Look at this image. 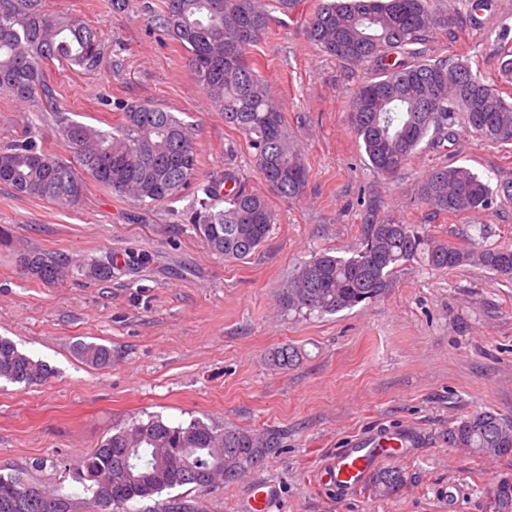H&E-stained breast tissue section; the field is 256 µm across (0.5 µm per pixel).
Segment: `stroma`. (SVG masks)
Segmentation results:
<instances>
[{"label": "stroma", "mask_w": 512, "mask_h": 512, "mask_svg": "<svg viewBox=\"0 0 512 512\" xmlns=\"http://www.w3.org/2000/svg\"><path fill=\"white\" fill-rule=\"evenodd\" d=\"M145 2L164 6L129 0L116 13L109 0H47L97 31L102 57L92 72L50 65L45 81L72 119L96 127L120 121L118 101L175 113L193 127L199 170L186 190L150 207L91 180L68 209L0 183V336L51 369L40 385L0 382V473L41 458L39 479L71 489L83 456L113 427L155 415L280 434L281 448L243 478L217 490L183 487L206 512H242L260 481L277 488L271 512H493L498 484L512 482V456L450 447L448 429L481 410L512 418V280L471 264H416L380 298L324 316L280 308L277 290L316 253L350 256L372 219L421 224L465 249L512 244V203L455 217L415 196L433 166L462 165L493 185L512 176V144L463 134L422 149L399 183L374 174L347 117L371 70L315 49L305 34L315 0H297L247 54L299 141L309 184L295 201L270 197L276 222L255 255L224 259L195 234L186 208L213 174L264 193L255 151L211 107ZM482 18L431 39L428 53L469 61L512 97V76L486 37L503 32L512 51V0H495ZM32 116L31 106L0 94V145L24 138ZM32 251L78 262L109 254L118 264L106 280L73 273L48 285L19 265ZM132 252L150 254V264L126 266ZM80 341L111 348V366L84 364ZM281 347L299 353L285 370L268 362ZM366 436L398 443V459L380 463L404 476L393 496H375L367 480L324 483L325 469Z\"/></svg>", "instance_id": "35a3bbf8"}]
</instances>
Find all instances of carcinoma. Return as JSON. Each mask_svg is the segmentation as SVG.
I'll return each instance as SVG.
<instances>
[{
    "instance_id": "obj_1",
    "label": "carcinoma",
    "mask_w": 512,
    "mask_h": 512,
    "mask_svg": "<svg viewBox=\"0 0 512 512\" xmlns=\"http://www.w3.org/2000/svg\"><path fill=\"white\" fill-rule=\"evenodd\" d=\"M46 0H0V93L20 102L46 99L69 157L38 145L36 132L0 146V183L16 192L60 206H76L85 178L139 205L164 203L180 194L198 170L191 128L174 113L144 103H122L121 122L102 129L75 121L54 102L44 68L54 61L92 71L101 58L96 34L79 18L51 12ZM431 0H316L306 26L310 43L354 66L377 67L349 101L351 130L374 172L397 180L422 143L442 147L455 139L454 126L490 143L512 144V102L481 71L459 59L431 58L421 45L433 35L460 28L462 12L440 13ZM155 25L185 51V64L224 122L236 127L255 150V162L270 194L297 199L308 186L303 154L289 133L257 63L245 50L259 43L280 19L266 0H165ZM398 54L401 59L390 63ZM226 174L211 177L203 196L189 206V223L208 247L230 260H245L268 240L275 213L267 196L240 186L223 191ZM421 202L454 216L488 210L500 198L512 202V180L492 188L465 166H437L417 187ZM224 207H218L219 203ZM477 262L512 279V245L460 249L425 234L417 224L392 219L364 225L362 240L349 257L314 255L280 289L282 307L296 312L336 314L383 295L394 274L417 263L451 269ZM20 264L46 284L77 269L94 279L112 277L110 255L75 264L52 253L28 252ZM88 365H112V349L79 343ZM298 360L290 347L271 352L270 361L288 368ZM45 362L0 337V380L32 386L48 379ZM448 444L484 454H512V420L491 411L469 415L448 429ZM279 447L273 433L257 434L228 426L218 429L200 419L187 424L157 416L113 429L88 452L79 475L81 487L63 495L34 476L44 460L0 474V512H73L83 496L87 512H131L128 503L151 500L148 512H199L197 502L163 492L190 485L211 490L260 466ZM404 485L397 470L372 477V492L391 496ZM494 512H512V483L497 489Z\"/></svg>"
}]
</instances>
